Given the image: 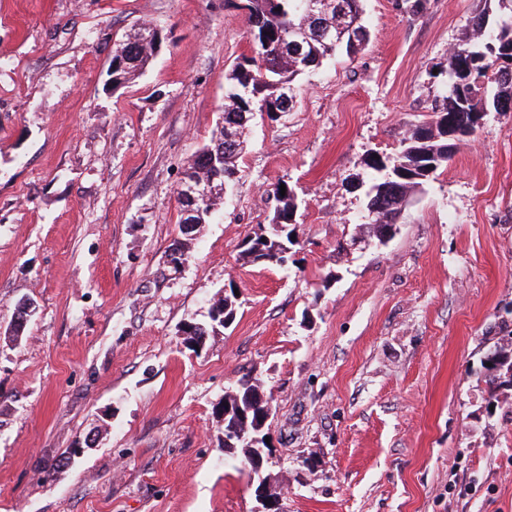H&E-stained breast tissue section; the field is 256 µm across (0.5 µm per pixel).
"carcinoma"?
<instances>
[{
    "instance_id": "1",
    "label": "carcinoma",
    "mask_w": 512,
    "mask_h": 512,
    "mask_svg": "<svg viewBox=\"0 0 512 512\" xmlns=\"http://www.w3.org/2000/svg\"><path fill=\"white\" fill-rule=\"evenodd\" d=\"M363 0H245L249 34L254 56L236 64L225 75L224 125L214 133L191 160L188 170L207 179L212 167L224 172L215 182V191L200 202V223L212 217L216 202L224 193V184L235 173V162L243 153V133L257 112H290L295 104V80L307 70L317 67L341 50L357 52L368 39L363 21ZM499 7L509 10V18L494 20L490 7L483 8L471 21L465 40L448 52V92L441 103L432 109L430 119L415 126L404 139L403 149L392 158L369 157L367 168L374 172L367 192V204L376 210L375 227L397 223L409 194L448 163L457 145L448 138L449 127L470 120L473 112H512V92L503 97L489 95L484 79L491 77L498 86L512 89V0H497ZM333 45L332 50L322 42ZM467 54V70L455 67L461 54ZM125 58L118 72L122 82L145 69L153 53L138 45V39H128L116 48L112 60ZM276 205L268 227L254 233V240L268 237L264 242L274 264L285 260L292 244L290 232H276V225L292 221L295 195L292 187L280 194V185L271 190ZM500 368L488 374V382L512 387L507 374L512 370V336L495 350ZM257 382L240 381L237 389L224 395V431L240 435L236 447L242 461L251 454V439L264 438L267 422L257 416L259 409L251 408L248 395Z\"/></svg>"
}]
</instances>
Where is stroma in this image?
<instances>
[{"label":"stroma","mask_w":512,"mask_h":512,"mask_svg":"<svg viewBox=\"0 0 512 512\" xmlns=\"http://www.w3.org/2000/svg\"><path fill=\"white\" fill-rule=\"evenodd\" d=\"M242 5L0 0V512H255L217 415L245 377L272 407L283 512H512V389L483 368L512 336V112L387 239L366 209V158L427 120L482 0H363L366 48L300 75L288 116L254 117L232 189L187 235L184 171L252 54ZM145 24L158 53L112 87ZM283 180L288 260L244 262ZM229 285L234 322L185 345Z\"/></svg>","instance_id":"obj_1"}]
</instances>
